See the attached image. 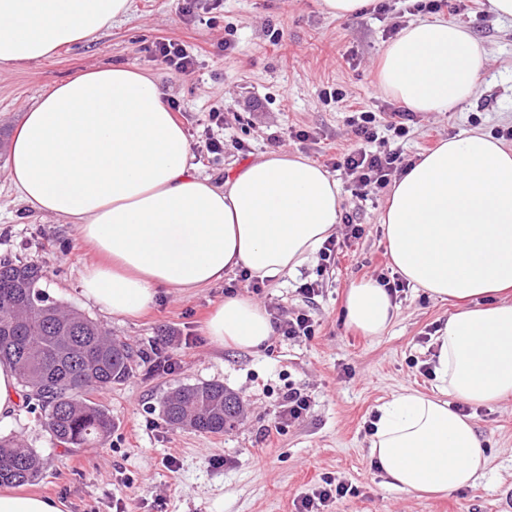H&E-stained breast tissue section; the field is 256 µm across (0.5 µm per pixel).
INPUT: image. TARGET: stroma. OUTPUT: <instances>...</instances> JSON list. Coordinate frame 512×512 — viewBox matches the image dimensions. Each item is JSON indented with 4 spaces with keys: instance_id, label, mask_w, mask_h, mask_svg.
Here are the masks:
<instances>
[{
    "instance_id": "35a3bbf8",
    "label": "stroma",
    "mask_w": 512,
    "mask_h": 512,
    "mask_svg": "<svg viewBox=\"0 0 512 512\" xmlns=\"http://www.w3.org/2000/svg\"><path fill=\"white\" fill-rule=\"evenodd\" d=\"M442 16L465 26L486 49L476 96L452 112L415 114L406 138L382 132L375 150L398 149L413 161L444 138L512 128V21L490 12L487 0H472L459 13L445 9ZM414 19L407 0H395L385 15L369 8L351 18L328 16L319 0H198L189 16L178 12L175 0H134L127 17L90 42L31 64L0 65V135L14 136L26 106L57 83L93 66L122 64L153 75L175 103L199 174L226 178L245 157L271 151L267 135L275 130L283 134L281 149L327 168L357 144L350 111L378 112L389 103L376 79L387 29ZM163 39L196 55L194 73L175 75L155 60L152 49ZM332 88L344 91L343 107L325 101L324 91ZM218 106L224 109L219 161L205 148L208 113ZM299 130L309 132L308 141L294 139ZM239 141L248 145V156L236 150ZM5 168L0 152V258L41 266L52 299L79 309L134 351L159 344L167 329L190 341L174 372L140 359L126 379L93 392L112 416V433L97 447L57 446L40 412L19 407L0 433L40 452L43 476L33 493L63 501L64 512H297L302 496L331 479L355 492L324 512H512V396L470 410L489 456L471 487L440 497L404 493L386 485L369 458L376 407L406 387L434 393L432 376L421 368L434 353L430 336L455 310L410 287L399 293L395 318L382 336H364L345 323L348 289L393 271L379 222L387 190L363 202L343 191L342 212L363 233L350 241L347 225H339L335 237L344 246L329 266L313 261L296 276L265 282L257 294L237 272H228L222 283L187 294L161 292L144 313L125 318L83 297L80 281L90 252L73 225L20 202ZM232 281L236 295L254 298L280 320L308 311L314 336L295 341L276 334L253 350L211 343L206 321ZM304 281L318 284L309 303L296 291ZM210 382L223 383L243 401L245 414L234 429L212 436L166 423L160 404L169 392ZM292 384L309 395L310 409L275 428Z\"/></svg>"
}]
</instances>
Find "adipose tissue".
Instances as JSON below:
<instances>
[{
	"instance_id": "ef3b65f1",
	"label": "adipose tissue",
	"mask_w": 512,
	"mask_h": 512,
	"mask_svg": "<svg viewBox=\"0 0 512 512\" xmlns=\"http://www.w3.org/2000/svg\"><path fill=\"white\" fill-rule=\"evenodd\" d=\"M131 0H0V64L92 40ZM486 62L470 32L439 19L403 27L380 88L411 112L469 103ZM155 78L97 66L25 108L7 158L30 209L75 225L94 254L81 280L100 311L134 317L160 289L187 293L244 270L279 280L310 263L342 222L341 186L297 152L269 151L222 180L199 176ZM380 224L395 271L429 297L462 302L437 331L440 398L406 388L377 407L370 456L388 486L446 494L486 468V445L457 403L512 395V148L470 131L441 140L397 178ZM396 306L374 278L352 285L348 325L381 335ZM216 346L258 348L274 333L258 303L230 296L206 325Z\"/></svg>"
}]
</instances>
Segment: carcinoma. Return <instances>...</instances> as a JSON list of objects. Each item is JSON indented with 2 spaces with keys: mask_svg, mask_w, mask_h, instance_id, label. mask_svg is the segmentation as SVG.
Wrapping results in <instances>:
<instances>
[{
  "mask_svg": "<svg viewBox=\"0 0 512 512\" xmlns=\"http://www.w3.org/2000/svg\"><path fill=\"white\" fill-rule=\"evenodd\" d=\"M40 267L0 260V360L15 368L27 401L44 411V425L66 449L94 448L112 431V416L90 398L127 378L134 354L100 323L47 296ZM174 428L221 435L242 415L238 396L221 383L180 386L161 403ZM43 460L19 439L0 436V485L35 484Z\"/></svg>",
  "mask_w": 512,
  "mask_h": 512,
  "instance_id": "cac0c4a2",
  "label": "carcinoma"
}]
</instances>
